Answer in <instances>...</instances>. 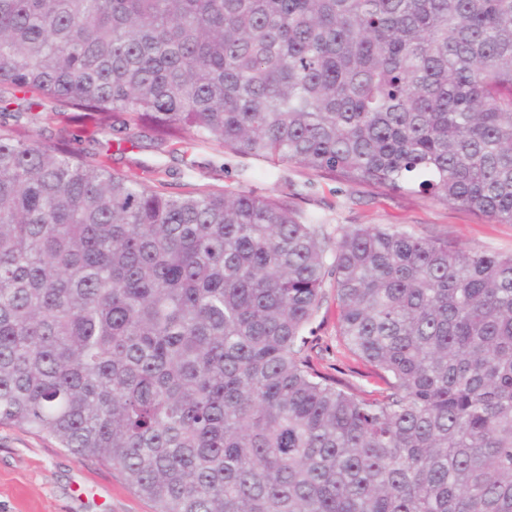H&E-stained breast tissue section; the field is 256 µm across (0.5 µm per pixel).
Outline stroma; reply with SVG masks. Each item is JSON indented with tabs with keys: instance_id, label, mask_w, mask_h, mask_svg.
Segmentation results:
<instances>
[{
	"instance_id": "obj_1",
	"label": "stroma",
	"mask_w": 512,
	"mask_h": 512,
	"mask_svg": "<svg viewBox=\"0 0 512 512\" xmlns=\"http://www.w3.org/2000/svg\"><path fill=\"white\" fill-rule=\"evenodd\" d=\"M31 133L87 159L108 153L113 172L122 175L157 171V188L168 195L192 188L250 191L291 208L299 221L314 219L331 230L339 225L382 224L489 253H512V224H497L407 191L378 194L364 184L339 182L294 164L242 155L190 137L180 144H163L147 127L134 142L105 151L89 141L83 119L73 112L40 119ZM335 310V300H327L316 317L311 356L324 372L362 385L357 363L344 353L336 336ZM0 512H154V508L129 488L118 468L75 456L23 428L0 424Z\"/></svg>"
}]
</instances>
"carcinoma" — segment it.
I'll list each match as a JSON object with an SVG mask.
<instances>
[{
	"instance_id": "cac0c4a2",
	"label": "carcinoma",
	"mask_w": 512,
	"mask_h": 512,
	"mask_svg": "<svg viewBox=\"0 0 512 512\" xmlns=\"http://www.w3.org/2000/svg\"><path fill=\"white\" fill-rule=\"evenodd\" d=\"M53 101L512 224V0H0V112ZM328 288L366 393L310 361ZM3 422L155 512H512V254L0 124Z\"/></svg>"
}]
</instances>
